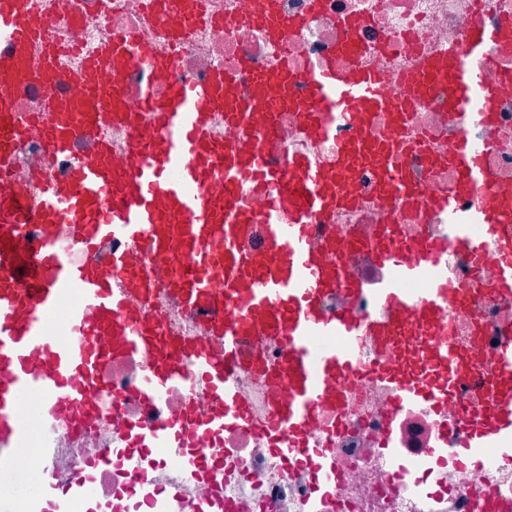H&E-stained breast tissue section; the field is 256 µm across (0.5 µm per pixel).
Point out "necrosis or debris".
Instances as JSON below:
<instances>
[{"mask_svg":"<svg viewBox=\"0 0 512 512\" xmlns=\"http://www.w3.org/2000/svg\"><path fill=\"white\" fill-rule=\"evenodd\" d=\"M310 2L278 0L279 14L300 20L301 25L277 40L255 21L256 0H206V21L192 25L178 49L180 74L204 81L219 67L239 72L245 61L254 71L286 64L303 74L330 58L340 69H370L379 74L389 98L413 103L406 126L396 125L391 112L362 110L352 126H371L416 142V149L405 156V165L424 207L416 216L403 217L407 232L427 240L446 237L448 215L431 202L455 181L448 152L462 136L488 145L485 164L493 180L486 192L512 202V48L501 44L486 50L493 63L494 112L488 124L461 123L442 87L415 99L408 82L423 62L444 60L449 50L464 49L473 23L494 28L512 18V0H321L316 11ZM75 8L79 14L75 23L44 30L42 41L53 52H79L108 41L120 29L137 31L150 45L169 42L166 26L148 17V0H76ZM349 19L365 22L362 52L354 58L336 51ZM291 94L294 106L273 116L277 146L270 162L284 164L295 150L334 153L336 141L309 143L301 138L308 109L304 85L296 84ZM355 190L365 198V205L337 212L332 222L340 228L358 224L364 232L374 231L384 221L385 208L373 200L377 175L371 166L359 167ZM498 276L494 258L479 261L463 252L448 254L449 281L469 289L475 298L474 304L450 310V327L477 359L495 348L501 337L512 335V299L492 295ZM440 341L434 333L414 337L383 355L372 343L362 342L358 372L342 383L335 402L327 404L307 430L311 446L325 449L334 465L339 475L335 483L317 486L308 461L296 458L283 464L267 438L242 425L226 430L216 442L215 452L224 457L223 469L194 482L190 498L205 503L220 485L225 512H482L487 502L497 504L501 512H512V460L505 459L501 449L482 450L480 463L467 468L457 463L448 430L459 422L460 403L396 411L398 389L372 371L380 362L410 375L435 377L425 345ZM231 384L239 400L264 417L288 397L286 380L261 379L249 364L238 367ZM143 417L140 404L130 398L109 423L90 426L80 434L58 431L51 469L56 486L67 490L77 463L96 457L102 448L121 452L127 421ZM185 462V456L168 451L128 464L116 461L111 475L97 479L96 495L111 504L112 512H184L169 497L162 475L179 470Z\"/></svg>","mask_w":512,"mask_h":512,"instance_id":"4bbe7bcc","label":"necrosis or debris"}]
</instances>
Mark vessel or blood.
I'll use <instances>...</instances> for the list:
<instances>
[{"label":"vessel or blood","mask_w":512,"mask_h":512,"mask_svg":"<svg viewBox=\"0 0 512 512\" xmlns=\"http://www.w3.org/2000/svg\"><path fill=\"white\" fill-rule=\"evenodd\" d=\"M201 4L151 0L150 13L170 23L178 44L187 37L184 19L201 18ZM262 4L259 23L281 37L297 29V22L277 15L275 0ZM66 5L0 0V458L25 441L22 410L36 395L34 411L48 435L40 457L51 466L56 429L81 433L120 413L123 395L108 374L112 363L148 353L157 362L135 394L159 417L149 426L128 424L129 456L194 449L246 424L269 438L281 459L302 456L312 461L318 482H335V468L308 447L304 434L337 384L357 370L360 340L370 338L383 349L394 337L442 326L447 307L470 304V296L448 280L443 262L451 249L481 260L496 245L495 293L512 298V204L495 205L484 195L492 175L481 164L482 147L463 139L448 154L458 180L433 202L448 213L446 239L425 243L403 236L390 220L376 241L351 224L341 238L328 231L323 249H316L314 220L360 203L350 188L354 163L374 164L381 198L400 201L406 215L422 209L402 164L404 145L382 132H363L340 142L334 155L297 153L287 167L273 166L267 158L275 137L269 112L280 104L278 91L296 79L289 66L255 75L242 100L236 74L219 69L204 82L178 76L176 56L133 31L80 52L71 65L41 43ZM511 39L512 22L497 30L475 25L468 53L479 57L488 45ZM136 61L167 84L165 98L144 90L130 102L119 77ZM86 70L97 73L95 83L80 80ZM65 78L68 92L45 100L38 112H17L22 85L53 86ZM304 80L314 107L301 134L310 140L335 136L352 108H389L379 76L365 69H340L330 61ZM491 96L486 71L458 67L449 86L451 106L468 118L485 116ZM228 123L243 136L233 149L224 146ZM34 125L43 132L48 159L66 158L68 170L61 178L40 175L21 189L10 170ZM118 151L125 164L114 162ZM463 194L473 200L470 210L457 207ZM255 196L265 197V211L253 209ZM352 249L369 250L384 277L372 283L351 278L346 262ZM411 283L417 292L408 291ZM338 288L355 298L374 296L390 307V316L327 312L325 297ZM172 299L205 314V337L167 329L160 309ZM62 307L67 313L60 337L45 323ZM210 335L222 338L223 353L207 344ZM262 339L287 348L282 372L288 398L268 420L255 416L230 385L250 344ZM432 352L447 385L382 369L399 389L398 409L419 401L437 406L466 392L475 419L451 432L461 459L512 438V339L477 365L453 341ZM188 385L207 392L206 412L189 398L180 415L162 414L168 392ZM111 467L108 448L83 462L76 490L90 494L93 474ZM200 473L189 461L185 474L168 476L169 494L185 500L187 512H224L220 491L204 507L188 502L187 482Z\"/></svg>","instance_id":"vessel-or-blood-1"}]
</instances>
